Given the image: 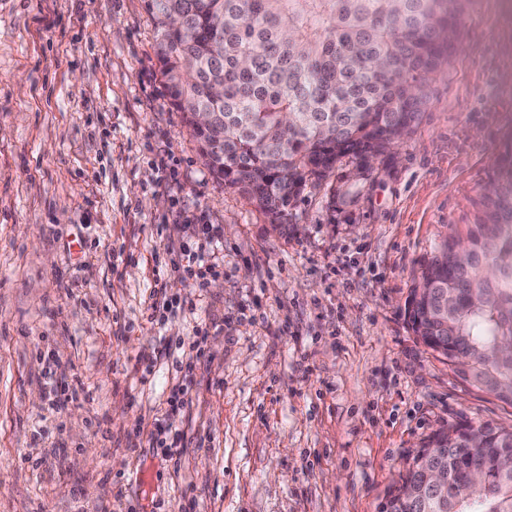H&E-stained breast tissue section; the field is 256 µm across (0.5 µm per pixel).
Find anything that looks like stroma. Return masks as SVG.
I'll return each instance as SVG.
<instances>
[{"label":"stroma","mask_w":512,"mask_h":512,"mask_svg":"<svg viewBox=\"0 0 512 512\" xmlns=\"http://www.w3.org/2000/svg\"><path fill=\"white\" fill-rule=\"evenodd\" d=\"M156 39L144 0H0V512H379L439 426H512L404 316L512 155V0H470L410 134L306 188L277 233L200 161ZM171 239L204 253L206 286L189 311L171 279L152 324ZM162 336L177 358L143 373Z\"/></svg>","instance_id":"35a3bbf8"}]
</instances>
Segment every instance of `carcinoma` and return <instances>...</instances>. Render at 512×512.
I'll use <instances>...</instances> for the list:
<instances>
[{"mask_svg": "<svg viewBox=\"0 0 512 512\" xmlns=\"http://www.w3.org/2000/svg\"><path fill=\"white\" fill-rule=\"evenodd\" d=\"M467 0H146L171 104L203 164L288 228L289 208L344 160L390 150L420 113ZM224 128L212 145L193 126ZM413 335L463 382L512 405V167L475 224L449 226L405 301ZM438 451L446 492L421 478ZM512 428L463 420L406 458L380 512H512Z\"/></svg>", "mask_w": 512, "mask_h": 512, "instance_id": "cac0c4a2", "label": "carcinoma"}]
</instances>
